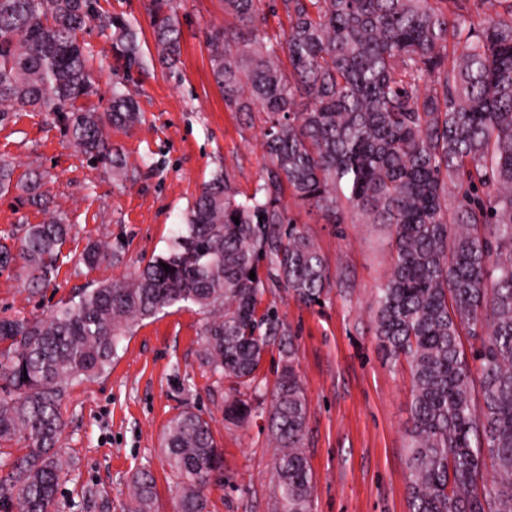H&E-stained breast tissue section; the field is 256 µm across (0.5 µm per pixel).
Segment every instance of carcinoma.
Wrapping results in <instances>:
<instances>
[{"mask_svg":"<svg viewBox=\"0 0 512 512\" xmlns=\"http://www.w3.org/2000/svg\"><path fill=\"white\" fill-rule=\"evenodd\" d=\"M150 2L158 55L173 65L176 5ZM478 2L486 11L476 19L469 0H224L231 21L209 36L211 71L228 111L267 114L262 183L242 197L228 173H215L167 251L130 279L83 288L47 318L0 317V444L24 443L20 456L0 459L10 469L0 503L52 512L66 469V386L105 372L142 321L190 303L206 315L202 366L249 393L227 400L225 419L267 415L278 450L269 512H312L294 333L262 300L281 288L312 306L332 277L283 205L287 191L328 224L389 229L374 330L412 377L410 512H512V0ZM279 13L288 29L267 34V15ZM94 18L112 30L115 57L137 63L133 23L96 13L95 0H0V126L17 105L41 112L87 161L126 179L110 131L140 122L134 95L115 86L106 111L76 107L94 92L92 53L79 40ZM14 173L1 156L0 194L15 188L43 205L44 172L17 182ZM70 230L61 215L18 225L0 237V268L20 259L28 285L49 286ZM115 258L100 242L79 262ZM465 337L479 343L470 358ZM274 348L280 370L270 390L260 371ZM163 447L180 512H206L205 491L222 468L209 421L181 412ZM155 496L152 475H137L128 512H153Z\"/></svg>","mask_w":512,"mask_h":512,"instance_id":"cac0c4a2","label":"carcinoma"}]
</instances>
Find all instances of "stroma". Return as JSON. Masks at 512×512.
Listing matches in <instances>:
<instances>
[{"instance_id": "stroma-1", "label": "stroma", "mask_w": 512, "mask_h": 512, "mask_svg": "<svg viewBox=\"0 0 512 512\" xmlns=\"http://www.w3.org/2000/svg\"><path fill=\"white\" fill-rule=\"evenodd\" d=\"M181 56L176 66L157 56L148 0H98L105 15L129 19L138 32L141 66L128 84L143 120L113 131L112 145L134 179L113 181L91 165L45 115L20 109L0 126V153L16 175L33 167L49 174L46 208L0 195V235L37 224L50 213L67 216L72 230L67 260L55 282L39 293L23 288L15 270L0 269V313L48 317L78 289L129 278L140 261L163 253L201 186L225 170L238 189L252 193L267 163L260 112H231L214 82L207 48L223 25L224 0H176ZM93 54L96 93L85 107L104 111L123 71L109 33L91 21L80 34ZM158 170L148 171L145 160ZM319 245L334 284L323 305L305 306L284 292L266 293L297 333L298 372L308 401L305 446L314 477V512H409L407 421L411 375L391 365L373 334L369 304L390 269L389 234L380 224L324 223L294 208ZM119 244L118 259L90 269L77 259L88 243ZM202 316L196 307L173 306L144 321L122 342L112 365L93 380L69 384L61 413V448L70 463L53 512H125L137 472L157 484L155 512H177L179 493L162 436L182 411H202L221 449L224 475L206 492L207 512H266L275 490L277 450L266 418L243 424L224 419L227 385L201 366Z\"/></svg>"}]
</instances>
